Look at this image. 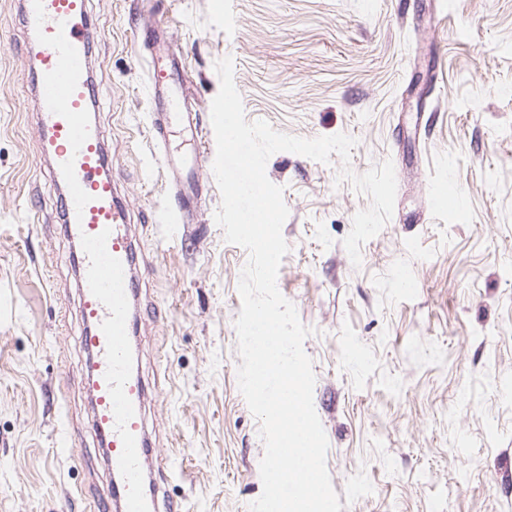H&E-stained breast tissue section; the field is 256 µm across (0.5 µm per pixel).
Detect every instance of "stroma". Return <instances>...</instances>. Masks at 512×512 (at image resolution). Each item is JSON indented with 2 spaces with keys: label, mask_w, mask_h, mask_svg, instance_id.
<instances>
[{
  "label": "stroma",
  "mask_w": 512,
  "mask_h": 512,
  "mask_svg": "<svg viewBox=\"0 0 512 512\" xmlns=\"http://www.w3.org/2000/svg\"><path fill=\"white\" fill-rule=\"evenodd\" d=\"M91 0L94 117L128 204L139 282L135 367L159 512H249L262 493L259 423L237 381L238 282L211 103L233 60L247 121L301 138L345 133L355 173L392 161L394 212L354 266L343 245L370 199L342 161L273 154L290 247L277 286L303 348L342 512H512V0ZM169 23L201 123V190L169 234L150 129V57L136 31ZM26 34L0 0V512H96L111 471L80 369L73 246L36 134ZM447 182L461 205L436 209ZM408 272L412 288L396 285Z\"/></svg>",
  "instance_id": "1"
}]
</instances>
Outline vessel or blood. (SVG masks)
<instances>
[{
    "mask_svg": "<svg viewBox=\"0 0 512 512\" xmlns=\"http://www.w3.org/2000/svg\"><path fill=\"white\" fill-rule=\"evenodd\" d=\"M19 11L40 112L38 138L51 156L49 177L64 191L65 233L78 246L87 352L81 379L95 399V425L120 477L112 493L117 512H148L143 463L152 448L142 416L145 388L132 357L135 249L104 133L91 115L96 90L87 0H20ZM181 88L174 68L153 67L149 90L156 146H165L175 118L193 141L201 139L195 113L181 106ZM165 164L175 173L168 186L177 203L173 215L191 216V201L200 191L199 168L171 157Z\"/></svg>",
    "mask_w": 512,
    "mask_h": 512,
    "instance_id": "vessel-or-blood-1",
    "label": "vessel or blood"
}]
</instances>
